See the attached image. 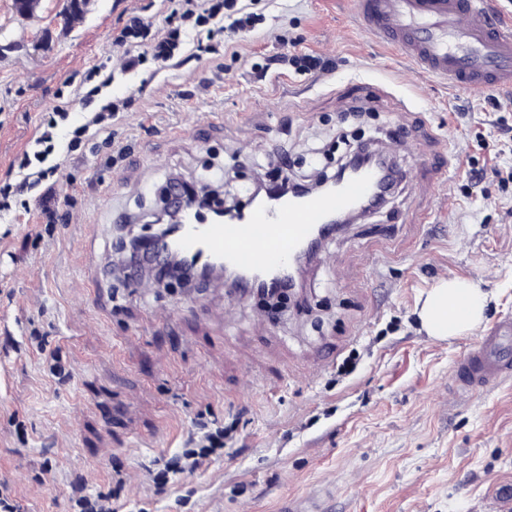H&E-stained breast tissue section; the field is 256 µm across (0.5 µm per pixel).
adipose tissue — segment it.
Returning a JSON list of instances; mask_svg holds the SVG:
<instances>
[{
	"label": "adipose tissue",
	"instance_id": "adipose-tissue-1",
	"mask_svg": "<svg viewBox=\"0 0 512 512\" xmlns=\"http://www.w3.org/2000/svg\"><path fill=\"white\" fill-rule=\"evenodd\" d=\"M486 298L471 282L440 280L429 290L419 309V318L429 336L446 340L478 326L485 317Z\"/></svg>",
	"mask_w": 512,
	"mask_h": 512
}]
</instances>
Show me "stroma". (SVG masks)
<instances>
[{
    "label": "stroma",
    "mask_w": 512,
    "mask_h": 512,
    "mask_svg": "<svg viewBox=\"0 0 512 512\" xmlns=\"http://www.w3.org/2000/svg\"><path fill=\"white\" fill-rule=\"evenodd\" d=\"M0 0V178L30 144L65 82L125 61L114 37L133 16L169 25L164 0H91L69 25ZM262 15L223 71L185 57L146 63L104 94L130 99L111 142H84L50 177L53 224L0 218V490L17 512H76L127 474L120 512H282L323 487V512H494L512 486V378L453 395V366L481 336L437 341L417 309L438 281L489 298L485 325L512 316V93L472 96L419 74L360 22L354 0H246ZM295 52L312 73L266 69ZM401 132L386 202L327 240L276 321L213 282L141 292L111 272L112 211L144 223L177 179L223 193L345 141ZM484 145H477L475 133ZM111 197H104L106 186ZM63 359L60 381L32 336ZM356 370L337 372L350 352ZM233 429L193 473L157 486L155 459L181 454L199 414Z\"/></svg>",
    "instance_id": "1"
}]
</instances>
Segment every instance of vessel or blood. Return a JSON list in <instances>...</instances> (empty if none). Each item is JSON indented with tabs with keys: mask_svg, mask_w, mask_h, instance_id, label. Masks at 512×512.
Returning a JSON list of instances; mask_svg holds the SVG:
<instances>
[{
	"mask_svg": "<svg viewBox=\"0 0 512 512\" xmlns=\"http://www.w3.org/2000/svg\"><path fill=\"white\" fill-rule=\"evenodd\" d=\"M362 24L422 72L469 91L512 90V24L494 19L486 0H355ZM372 191L368 179L346 182L330 196L271 198L231 223L188 217L176 246L192 259H216L239 272L229 286L248 297L252 279L283 271L316 241L330 212ZM512 318L489 328L455 364L456 388L473 394L497 384L507 364Z\"/></svg>",
	"mask_w": 512,
	"mask_h": 512,
	"instance_id": "obj_1",
	"label": "vessel or blood"
}]
</instances>
